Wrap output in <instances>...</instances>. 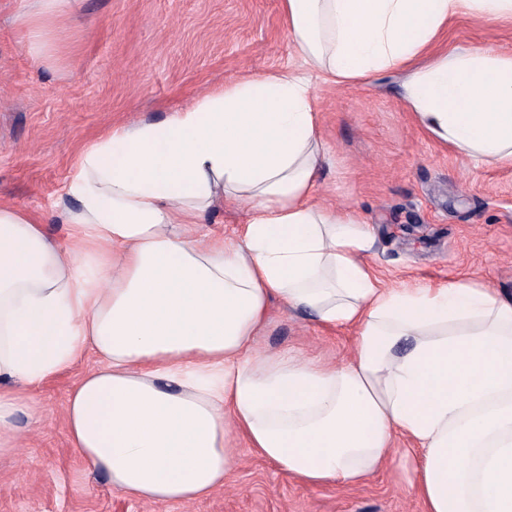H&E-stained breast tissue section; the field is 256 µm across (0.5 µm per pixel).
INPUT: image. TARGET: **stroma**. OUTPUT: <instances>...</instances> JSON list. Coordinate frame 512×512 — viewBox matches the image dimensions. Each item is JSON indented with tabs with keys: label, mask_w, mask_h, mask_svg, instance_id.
<instances>
[{
	"label": "stroma",
	"mask_w": 512,
	"mask_h": 512,
	"mask_svg": "<svg viewBox=\"0 0 512 512\" xmlns=\"http://www.w3.org/2000/svg\"><path fill=\"white\" fill-rule=\"evenodd\" d=\"M24 0H0V201L43 215L66 241L50 204L83 147L112 125L164 120L193 97L295 62L282 0H73L46 22L21 21ZM48 55L33 60L32 34ZM448 44L512 51V24L467 17ZM400 75L368 85L319 84L329 158L318 199L371 225L369 261L394 286L468 280L512 297V169L476 166L425 133L400 103ZM355 332L272 302L262 353L342 364ZM86 358L38 390L41 417L17 416V446L0 454V512H423L396 438L390 465L349 486L308 485L238 442L223 488L190 502L135 501L111 489L71 447L68 392Z\"/></svg>",
	"instance_id": "35a3bbf8"
}]
</instances>
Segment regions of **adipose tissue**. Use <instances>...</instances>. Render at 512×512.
<instances>
[{
  "label": "adipose tissue",
  "mask_w": 512,
  "mask_h": 512,
  "mask_svg": "<svg viewBox=\"0 0 512 512\" xmlns=\"http://www.w3.org/2000/svg\"><path fill=\"white\" fill-rule=\"evenodd\" d=\"M299 66L251 75L166 120L113 126L53 201L67 244L0 202V452L38 422L33 387L86 355L70 443L136 501L224 485L232 435L314 485L380 471L407 439L424 512H512V299L467 281L384 286L369 224L316 200V84L402 75L420 126L474 165L512 167V53L445 50L449 22L512 0H282ZM249 218L203 230L225 199ZM356 332L341 366L260 354L272 302Z\"/></svg>",
  "instance_id": "obj_1"
}]
</instances>
